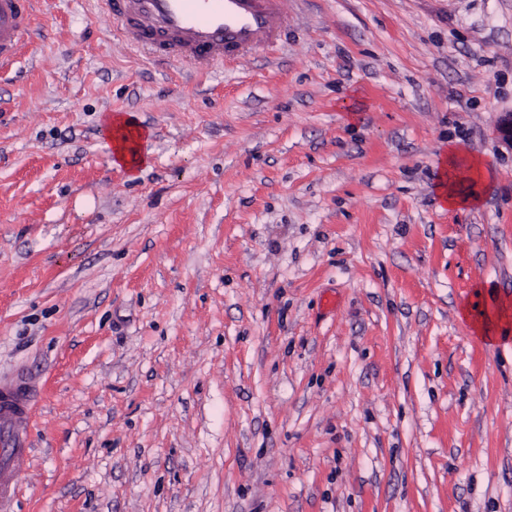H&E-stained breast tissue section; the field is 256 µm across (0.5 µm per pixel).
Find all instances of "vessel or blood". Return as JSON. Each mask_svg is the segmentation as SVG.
<instances>
[{
    "label": "vessel or blood",
    "mask_w": 512,
    "mask_h": 512,
    "mask_svg": "<svg viewBox=\"0 0 512 512\" xmlns=\"http://www.w3.org/2000/svg\"><path fill=\"white\" fill-rule=\"evenodd\" d=\"M124 41L153 56L201 70L272 46L288 21V0H96ZM36 0H0V70L31 41ZM34 393L15 379L0 384V512H12L23 466Z\"/></svg>",
    "instance_id": "1"
}]
</instances>
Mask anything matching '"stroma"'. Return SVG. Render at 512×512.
Returning <instances> with one entry per match:
<instances>
[{"label": "stroma", "instance_id": "35a3bbf8", "mask_svg": "<svg viewBox=\"0 0 512 512\" xmlns=\"http://www.w3.org/2000/svg\"><path fill=\"white\" fill-rule=\"evenodd\" d=\"M288 15L202 74L38 0L0 77L14 512H512V0ZM452 147L478 207L437 196ZM106 126L114 166L134 170L147 164V158L141 152L145 131L138 129L133 114L110 115L106 119ZM34 393L29 383L15 379L0 384V511L13 512L23 465L30 455L28 435L33 421Z\"/></svg>", "mask_w": 512, "mask_h": 512}]
</instances>
